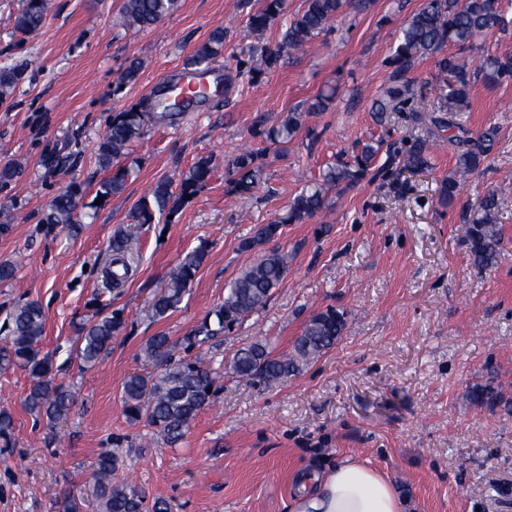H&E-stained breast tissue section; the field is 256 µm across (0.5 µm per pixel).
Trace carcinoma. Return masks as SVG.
<instances>
[{
	"instance_id": "obj_1",
	"label": "carcinoma",
	"mask_w": 512,
	"mask_h": 512,
	"mask_svg": "<svg viewBox=\"0 0 512 512\" xmlns=\"http://www.w3.org/2000/svg\"><path fill=\"white\" fill-rule=\"evenodd\" d=\"M51 0H25V7L15 19V28L31 33L44 26ZM370 0H305L303 10L291 21L283 34L281 44L254 48L247 60L238 61L239 75L247 76L254 83L256 75L277 66L286 51L302 49L314 38L331 28L344 9L352 6L365 9ZM287 0H258V7L249 14L247 27L256 35L262 34L285 14ZM178 8V0H124L121 9L122 25L148 28ZM508 21L500 0H425L422 7L402 24L398 44L388 60L391 68L388 86L373 100L371 112L383 123L393 112H409L415 121L423 120L422 113L429 111L425 98H416L409 71L417 62L439 55L436 60V98L448 102L449 109L467 105L469 89L475 75L459 63L454 54L444 49L450 45L460 51H479L482 63L478 69L483 81L497 85L512 78V56L483 52L477 44L479 37L495 29L503 30ZM224 51V29H214L208 40L197 47L186 59L185 65L207 73L212 61ZM141 70L136 61L120 75L115 92L135 82ZM25 65L0 67V102L14 91L23 78ZM148 105L143 102L130 105L112 113L106 129L97 142L96 159L104 171L112 175L104 179L96 197L107 198L123 191L130 169L112 170L115 163L128 157L130 148L143 135ZM307 113L290 111L268 127L266 120L255 121L254 134L261 136L278 148L288 145L301 130ZM491 141V133L484 132L477 139H457L458 148L455 170L444 179L439 189V201L451 205L459 188L458 178L477 171L484 161V143ZM432 144L429 138H420L408 146L388 152L383 163L386 172L421 170L428 166ZM378 149L365 144L352 163L343 160L327 167L321 181L305 188L289 205L286 216L271 224L257 227L252 237L243 243L246 250H258L256 260L242 269L227 286L224 303L187 338L185 349L201 346L242 323L252 313L263 308L273 291L285 280L289 265L288 253L271 242L277 238L282 225L312 216L327 207V194L335 188L350 189L366 178L375 161ZM213 162L210 157L197 160L180 179L179 190H172V182L160 181L144 196L130 213L135 224H153L158 217L176 216L188 197L199 193L207 184ZM263 176V163L259 152L243 147L227 161L229 193L251 195L259 188ZM84 190L71 184L58 194L41 218V223L51 226L80 223L81 212L91 208L79 204ZM501 201L494 193L484 196L471 220L462 227V239L467 245L472 265L482 271L498 263L502 251V235L497 224ZM128 238L122 232L112 239V258L109 275L112 283L120 285L128 276ZM207 250L199 247L186 254L175 272L159 289L151 305L152 317L160 320L176 311L192 285L199 268L204 263ZM123 311L115 309L98 315L80 328L78 355L86 367L95 366L110 349L112 339L124 327ZM8 336L0 344V372L22 368L32 378V388L25 398L27 410L37 418L58 421L67 417L73 405V394L64 385L55 382L54 358L43 352L42 340L45 315L36 300L15 305L7 314ZM347 313L329 306L312 315L303 326L289 354H276L268 343L254 342L239 349L231 360L232 372L246 380L265 382L284 381L299 374L304 366L327 353L339 342L347 329ZM181 342L164 333L147 339L145 355L154 361L159 371L152 375L134 373L129 376L122 392L123 411L127 421L136 425L146 423L155 435L171 445L178 444L198 414L209 405L217 372L198 355L187 358L178 355ZM14 417L6 405L0 406V452L12 447L11 437ZM127 450L123 440L112 441V447L99 454L96 470L88 486L91 496L99 505V512H170V505L162 498L147 503L142 490L118 479L117 473L124 465ZM56 512H81V502L71 494L55 499Z\"/></svg>"
}]
</instances>
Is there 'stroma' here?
I'll list each match as a JSON object with an SVG mask.
<instances>
[{"label":"stroma","instance_id":"stroma-1","mask_svg":"<svg viewBox=\"0 0 512 512\" xmlns=\"http://www.w3.org/2000/svg\"><path fill=\"white\" fill-rule=\"evenodd\" d=\"M257 3L179 0L172 15L138 29L119 25L122 0H52L45 25L25 34L15 29L24 0H0V66L27 65L0 103V166L23 168L0 190V262L18 265L14 279L0 282V338L15 302L39 301L42 346L75 395L67 418L51 427L24 406L29 374L0 372V404L14 416V446L0 455V512H51L53 495L82 492L101 449L120 436L133 443L125 470L134 484L147 499L168 501L171 512H288L300 470L349 456L385 473L405 512H512V80L473 83L431 169L366 177L331 193L324 211L282 225L276 243L291 255L290 271L264 308L209 346L217 391L178 445L127 422L125 380L155 370L146 340L193 335L255 259L242 243L256 225L285 216L306 184L336 160H352L362 145L386 151L428 133L427 124L396 112L377 123L370 110L389 82L399 27L424 0H372L367 10H345L331 31L251 83L239 76L238 59L253 45H278L304 0H288L287 14L259 38L247 28ZM218 26L224 53L211 76L223 93L149 120L129 155L135 172L124 191L77 228L46 230L40 219L56 195L73 183L95 195L105 178L95 150L108 117L154 99ZM135 59L142 62L137 81L113 95ZM330 89L328 108L308 113L286 148L255 135L259 116L306 110ZM489 129L486 161L453 204L441 206L437 189L454 167L457 140ZM245 142L263 152L265 179L254 195L238 196L226 191L224 161ZM50 155L58 167H45ZM208 156L207 186L174 220L131 223L130 211L152 186L179 181ZM491 191L504 202L503 246L497 265L481 272L461 226ZM121 229L135 264L114 290L102 268ZM201 246L207 257L180 309L154 320V294ZM330 305L346 312L347 329L299 375L264 384L230 372L235 352L253 341L290 351L305 321ZM117 308L125 329L102 362L84 367L78 327ZM480 385L502 389L505 405L473 402Z\"/></svg>","mask_w":512,"mask_h":512}]
</instances>
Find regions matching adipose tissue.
Listing matches in <instances>:
<instances>
[{
    "label": "adipose tissue",
    "mask_w": 512,
    "mask_h": 512,
    "mask_svg": "<svg viewBox=\"0 0 512 512\" xmlns=\"http://www.w3.org/2000/svg\"><path fill=\"white\" fill-rule=\"evenodd\" d=\"M298 483L290 512H404L389 478L351 458Z\"/></svg>",
    "instance_id": "adipose-tissue-1"
}]
</instances>
